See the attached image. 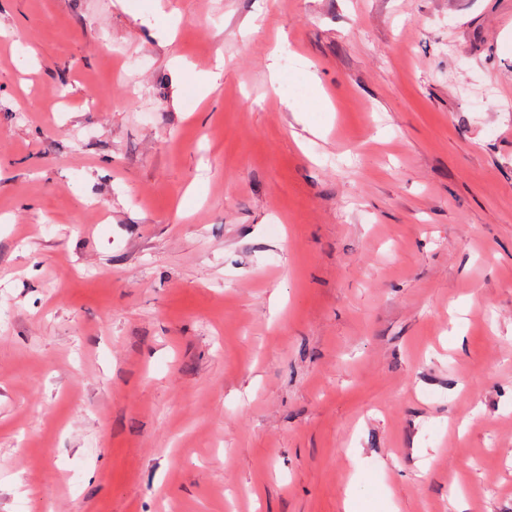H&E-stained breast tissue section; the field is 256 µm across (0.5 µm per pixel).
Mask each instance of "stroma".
<instances>
[{
  "label": "stroma",
  "instance_id": "1",
  "mask_svg": "<svg viewBox=\"0 0 512 512\" xmlns=\"http://www.w3.org/2000/svg\"><path fill=\"white\" fill-rule=\"evenodd\" d=\"M166 2L0 0V512H512V0ZM152 2L148 16H141L142 23L147 25L151 30L158 32L157 34H165L172 23V14H168L163 10L160 0H154ZM159 21H162L161 25Z\"/></svg>",
  "mask_w": 512,
  "mask_h": 512
}]
</instances>
